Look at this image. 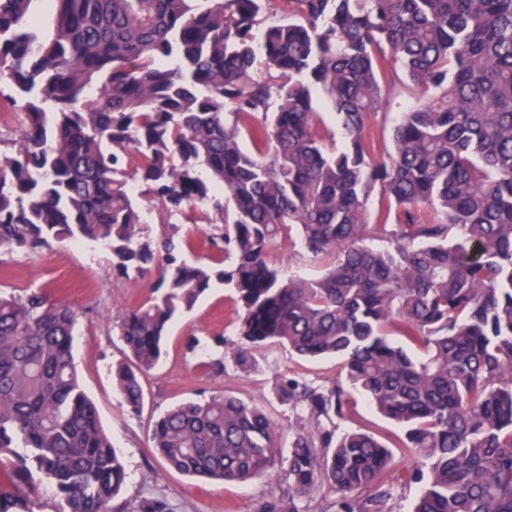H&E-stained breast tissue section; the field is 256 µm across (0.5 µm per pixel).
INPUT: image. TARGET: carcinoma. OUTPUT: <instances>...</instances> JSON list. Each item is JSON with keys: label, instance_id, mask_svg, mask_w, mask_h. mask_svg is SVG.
Segmentation results:
<instances>
[{"label": "carcinoma", "instance_id": "carcinoma-1", "mask_svg": "<svg viewBox=\"0 0 512 512\" xmlns=\"http://www.w3.org/2000/svg\"><path fill=\"white\" fill-rule=\"evenodd\" d=\"M35 2L0 0V113H23L0 138V250L90 240L118 278L157 268L118 323L129 412L169 322L213 280L236 294L241 371L268 345L343 359L329 386L276 383L314 422L288 451L263 408L226 392L158 417L164 462L224 482L279 472L287 490L259 512H300L322 484L336 512H387L395 480L423 483L413 512H512V0H49L48 33ZM400 71L419 99L388 149L371 121ZM314 87L340 147L317 132ZM198 214L230 263L180 258L178 224ZM291 224L314 276L271 261ZM77 324L39 292L0 294V512H41L45 485L58 512H127ZM351 389L405 428L410 469L368 430L336 433Z\"/></svg>", "mask_w": 512, "mask_h": 512}]
</instances>
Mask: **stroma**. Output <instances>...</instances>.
<instances>
[{
    "mask_svg": "<svg viewBox=\"0 0 512 512\" xmlns=\"http://www.w3.org/2000/svg\"><path fill=\"white\" fill-rule=\"evenodd\" d=\"M158 278L156 268L117 282L112 278V251L106 246L88 250L71 243H52L31 254L0 251V291L21 295L31 290L51 302L65 303L79 314L74 357L80 382L98 410L101 424L124 459L128 478L122 498L165 499L171 512H258L265 500L279 496L282 478L264 477L244 484L202 483L169 468L151 446L156 417L171 405L202 395L233 392L265 408L291 434L307 418L301 410L279 402L274 393L281 376L315 386L336 379L338 359L306 361L283 348L260 350L251 373H241L233 360L243 346L234 293L213 284L194 309L170 328L167 354L143 380L142 414L132 415L112 385V366L123 357L117 324L132 304L149 297ZM223 337L216 346L215 337ZM223 361V371L212 364Z\"/></svg>",
    "mask_w": 512,
    "mask_h": 512,
    "instance_id": "35a3bbf8",
    "label": "stroma"
}]
</instances>
